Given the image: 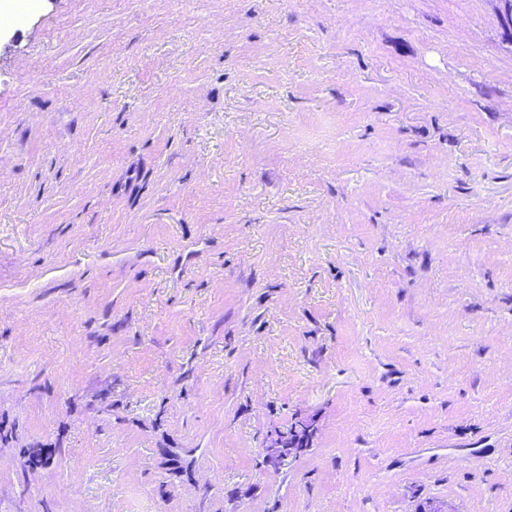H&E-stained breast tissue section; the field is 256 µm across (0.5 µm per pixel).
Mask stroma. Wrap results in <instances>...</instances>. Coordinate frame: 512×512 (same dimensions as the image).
<instances>
[{"instance_id":"35a3bbf8","label":"stroma","mask_w":512,"mask_h":512,"mask_svg":"<svg viewBox=\"0 0 512 512\" xmlns=\"http://www.w3.org/2000/svg\"><path fill=\"white\" fill-rule=\"evenodd\" d=\"M0 512H512L502 0L0 27Z\"/></svg>"}]
</instances>
